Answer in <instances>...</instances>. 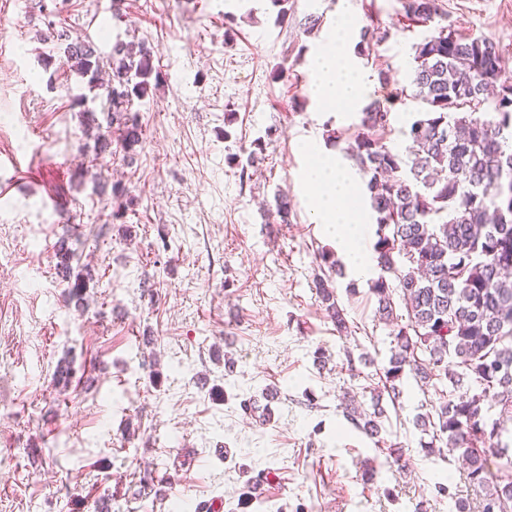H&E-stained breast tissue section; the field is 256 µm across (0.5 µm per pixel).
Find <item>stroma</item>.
<instances>
[{
    "label": "stroma",
    "mask_w": 512,
    "mask_h": 512,
    "mask_svg": "<svg viewBox=\"0 0 512 512\" xmlns=\"http://www.w3.org/2000/svg\"><path fill=\"white\" fill-rule=\"evenodd\" d=\"M456 33L499 42L512 76V0H439ZM10 0L0 10V512H453L476 501L459 452L427 453L418 416L438 407L413 378L402 395L367 387L387 365L390 326L378 321L370 283L333 277L350 336L336 332L313 286L317 254L332 242L311 215L301 172L306 141L347 130L355 112L322 107L309 92V60L338 14L378 19L390 38L366 69L368 101L392 110L388 146L420 106L397 101L413 44L433 26L408 24L400 0H290L277 23L270 0ZM235 35L225 40V17ZM320 23L305 32L307 16ZM67 31L109 55L115 41L145 42L163 81L135 102L144 138L133 160L120 144L96 154L71 91L82 80L44 67L46 36ZM287 77L278 79V68ZM394 80L377 81L381 68ZM233 122H226V111ZM262 142L260 164L241 168ZM121 181L125 216L113 220ZM289 223L271 214L276 192ZM67 241L92 266L84 304L69 295L56 256ZM325 362H318V354ZM68 386L56 384L58 364ZM278 397L252 419L247 399ZM380 403L382 437L404 465L348 422L345 394ZM375 460L373 481L361 477ZM271 482L249 501V483ZM449 491L439 494V484Z\"/></svg>",
    "instance_id": "stroma-1"
}]
</instances>
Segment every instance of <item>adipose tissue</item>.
Wrapping results in <instances>:
<instances>
[{"instance_id":"ef3b65f1","label":"adipose tissue","mask_w":512,"mask_h":512,"mask_svg":"<svg viewBox=\"0 0 512 512\" xmlns=\"http://www.w3.org/2000/svg\"><path fill=\"white\" fill-rule=\"evenodd\" d=\"M353 25V20L342 19L311 61L312 97L338 110L360 109L370 82L369 76L356 65L349 40ZM303 151L309 159L303 182L318 222L335 241L349 272L358 279L371 277L376 261L365 245L367 209L356 195L358 176L342 155L328 146L307 142Z\"/></svg>"}]
</instances>
